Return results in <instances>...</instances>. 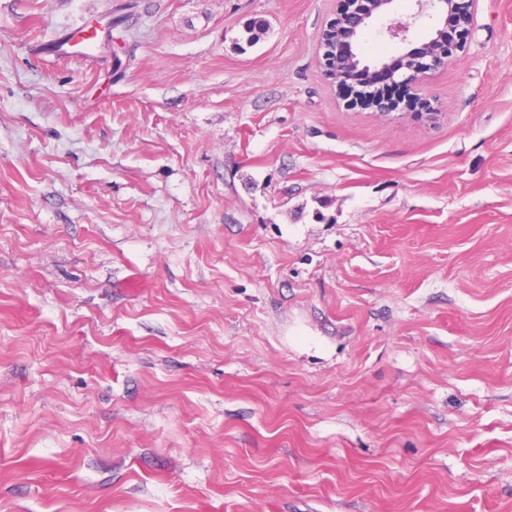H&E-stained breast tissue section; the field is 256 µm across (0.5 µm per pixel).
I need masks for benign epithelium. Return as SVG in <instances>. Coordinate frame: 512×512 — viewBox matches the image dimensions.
Returning a JSON list of instances; mask_svg holds the SVG:
<instances>
[{
    "instance_id": "7a95c632",
    "label": "benign epithelium",
    "mask_w": 512,
    "mask_h": 512,
    "mask_svg": "<svg viewBox=\"0 0 512 512\" xmlns=\"http://www.w3.org/2000/svg\"><path fill=\"white\" fill-rule=\"evenodd\" d=\"M469 2L470 9L460 12L456 8V0H416L417 9L411 20L388 24L385 29L387 35L405 42L410 28L419 20H435L428 41L420 49L404 53L403 66L398 68L386 62L378 66L365 64L357 48L360 34L374 16L388 11L392 0H336L334 17L326 22L321 38L320 64L324 77L341 89L352 72L364 70L373 74L382 69L388 71L389 80L395 83L419 85L429 72L447 65L464 47L480 0ZM345 101L349 107L368 104L382 115L396 110L394 103L373 88L347 92Z\"/></svg>"
}]
</instances>
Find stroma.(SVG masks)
I'll return each mask as SVG.
<instances>
[{
	"label": "stroma",
	"mask_w": 512,
	"mask_h": 512,
	"mask_svg": "<svg viewBox=\"0 0 512 512\" xmlns=\"http://www.w3.org/2000/svg\"><path fill=\"white\" fill-rule=\"evenodd\" d=\"M335 8L0 0V512H512V0L430 122L346 106Z\"/></svg>",
	"instance_id": "35a3bbf8"
}]
</instances>
